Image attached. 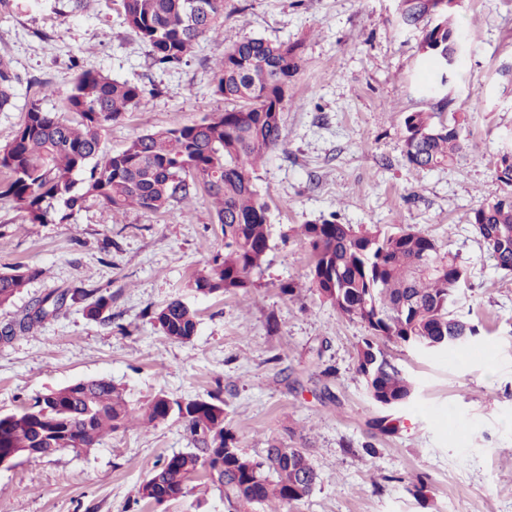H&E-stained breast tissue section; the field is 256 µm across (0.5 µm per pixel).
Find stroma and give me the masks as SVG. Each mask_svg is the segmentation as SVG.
<instances>
[{
	"label": "stroma",
	"mask_w": 512,
	"mask_h": 512,
	"mask_svg": "<svg viewBox=\"0 0 512 512\" xmlns=\"http://www.w3.org/2000/svg\"><path fill=\"white\" fill-rule=\"evenodd\" d=\"M398 0H224V30L201 40L175 68L155 65L124 24L120 0H0V58L19 80L0 112V146L20 124L32 87L57 112L75 76L93 68L145 87L139 105L113 123L106 151L137 135L200 122L228 109L212 67L225 46L262 37L299 45L301 69L283 112L286 141L252 173L268 205L270 249L247 294L195 295L197 270L224 250L207 196L192 212L153 214L93 205L67 224H32L0 197V269H38L0 328L50 291H116L112 317L94 320L65 305L34 333L0 338V412L61 386L96 378L142 405L163 393L178 400L220 394L224 422L240 448L260 457L272 441L304 449L318 480L290 512H512V274L497 269L471 225L475 209L512 195L496 174L512 134V0H461L463 75L443 90L440 108L423 88L439 82L419 50L422 30L395 23ZM457 117L463 149L453 164L416 171L404 158V118ZM413 227L435 238L468 273L455 309L480 333L464 350L387 351L415 392L396 411L400 425L375 435L380 414L357 372L355 346L367 330L339 317L308 290L299 225L327 217ZM302 285L281 295V283ZM197 311L185 343L164 336L150 313L173 299ZM177 417L133 427L85 453L62 450L0 468V512H233L206 476L185 497L162 504L137 498L159 460L189 450ZM425 476L426 497L411 481Z\"/></svg>",
	"instance_id": "stroma-1"
}]
</instances>
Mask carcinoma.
I'll return each mask as SVG.
<instances>
[{
  "mask_svg": "<svg viewBox=\"0 0 512 512\" xmlns=\"http://www.w3.org/2000/svg\"><path fill=\"white\" fill-rule=\"evenodd\" d=\"M430 0H400L396 22L416 27L427 18ZM125 24L148 48L154 62L176 66L188 60L200 40L217 38L224 26V0H121ZM464 34L447 8L425 31L426 59L441 71V84L461 76L462 59L448 63ZM298 46L256 37L224 49L212 73L215 92L237 103L199 123L148 131L125 149H102L112 123L140 103L144 88L119 82L87 68L63 100L65 119L43 109L35 96L27 104L13 138L0 147V197H10L32 224H67L76 211L94 204L164 213L177 206L194 209L199 194L214 207L224 253L198 270L188 287L197 294L247 293L255 287L269 250L268 206L254 188L251 170L284 144L283 102L299 71ZM18 77L0 58V110L12 105ZM404 157L417 171L453 163L462 150L456 119L435 121L429 112L405 117ZM471 224L496 268L512 273V197L488 202L473 212ZM296 235L310 263L309 289L358 321L370 337L356 349L357 371L369 398L383 410L373 420L380 434L398 429L394 411L407 403L414 382L385 350L388 344L424 348L447 340L444 349H462L478 327L454 313L467 270L424 232L413 227L386 232L375 224L354 228L334 219L302 224ZM38 271L25 266L0 269V306L13 302ZM95 301L86 303L90 296ZM83 305L92 318L106 321L112 296L75 288L48 293L31 302L5 337L31 331L66 302ZM168 339L186 342L197 331V312L177 299L153 312ZM175 415L186 423L193 449L156 466L137 490V500L156 504L179 499L205 472L234 512L251 505L303 500L317 473L306 452L271 444L259 459L239 448L224 425V402L208 394L182 402L161 393L136 409L119 387L106 379L68 384L34 399L20 410L0 414V460L38 459L59 451L87 452L108 434L134 425H152Z\"/></svg>",
  "mask_w": 512,
  "mask_h": 512,
  "instance_id": "1",
  "label": "carcinoma"
}]
</instances>
